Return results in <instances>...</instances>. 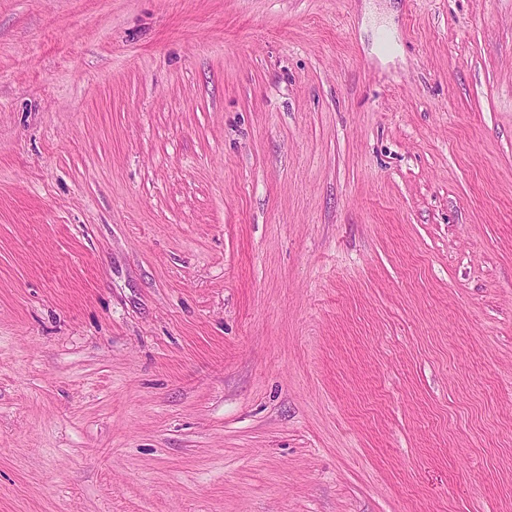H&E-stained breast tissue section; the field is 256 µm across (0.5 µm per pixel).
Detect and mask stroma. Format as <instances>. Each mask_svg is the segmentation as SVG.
Masks as SVG:
<instances>
[{"label": "stroma", "instance_id": "stroma-1", "mask_svg": "<svg viewBox=\"0 0 512 512\" xmlns=\"http://www.w3.org/2000/svg\"><path fill=\"white\" fill-rule=\"evenodd\" d=\"M0 512H512V0H0Z\"/></svg>", "mask_w": 512, "mask_h": 512}]
</instances>
